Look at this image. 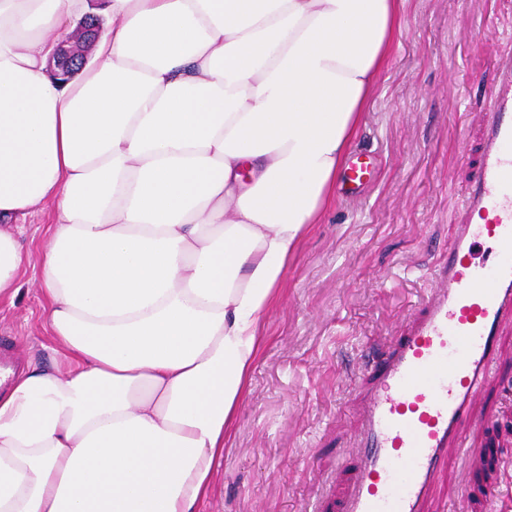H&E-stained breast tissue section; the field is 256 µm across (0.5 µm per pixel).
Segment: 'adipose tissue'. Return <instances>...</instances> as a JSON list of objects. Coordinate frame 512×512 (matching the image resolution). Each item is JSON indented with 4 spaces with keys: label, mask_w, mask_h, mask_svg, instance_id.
I'll return each instance as SVG.
<instances>
[{
    "label": "adipose tissue",
    "mask_w": 512,
    "mask_h": 512,
    "mask_svg": "<svg viewBox=\"0 0 512 512\" xmlns=\"http://www.w3.org/2000/svg\"><path fill=\"white\" fill-rule=\"evenodd\" d=\"M402 0H0V295L70 367L0 390V512H198L289 261L331 203ZM90 2L92 7L100 10H98L99 12L95 10L94 14H97L101 18L104 28L103 32H105L110 24V20L101 12L102 3L104 1L91 0ZM99 17L95 15H88V18L98 21L100 20ZM88 18L84 17V19L79 23L77 22L78 25L76 23V29L59 41L49 62L52 74L58 75L57 72L67 68L72 58L76 56L83 57L86 63L89 49L96 40L94 39V36L97 29L96 26L92 25V21ZM51 212L48 207L28 217L23 240L27 257L19 278L21 288L14 297L0 298V338L9 344L4 350H12L23 368L49 365L60 358L55 353L58 347L49 336L43 298L36 286L40 250L47 240Z\"/></svg>",
    "instance_id": "obj_1"
}]
</instances>
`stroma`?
<instances>
[{
  "instance_id": "obj_1",
  "label": "stroma",
  "mask_w": 512,
  "mask_h": 512,
  "mask_svg": "<svg viewBox=\"0 0 512 512\" xmlns=\"http://www.w3.org/2000/svg\"><path fill=\"white\" fill-rule=\"evenodd\" d=\"M512 52V0H404L388 62L351 152L374 161L354 200L334 198L301 240L261 328L213 492L200 512H336L355 455L371 348L388 349L436 285L476 165V133ZM50 212L29 217L15 296L0 297V339L21 367L56 344L36 286ZM495 375L449 449L425 512H484L512 455V320Z\"/></svg>"
}]
</instances>
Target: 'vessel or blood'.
I'll use <instances>...</instances> for the list:
<instances>
[{"instance_id": "b4317fda", "label": "vessel or blood", "mask_w": 512, "mask_h": 512, "mask_svg": "<svg viewBox=\"0 0 512 512\" xmlns=\"http://www.w3.org/2000/svg\"><path fill=\"white\" fill-rule=\"evenodd\" d=\"M497 81L481 130V165L461 204L429 296L409 333L370 364L360 455L341 512H421L449 447L459 445L481 382L498 359V335L512 315V55L496 61ZM373 168L356 155L344 185L368 184ZM497 244L491 265L474 261L478 240Z\"/></svg>"}]
</instances>
